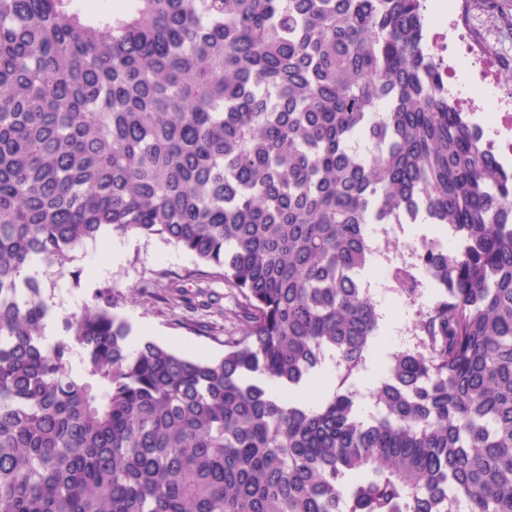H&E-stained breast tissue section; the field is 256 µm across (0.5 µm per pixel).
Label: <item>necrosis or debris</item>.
I'll return each mask as SVG.
<instances>
[{
    "mask_svg": "<svg viewBox=\"0 0 512 512\" xmlns=\"http://www.w3.org/2000/svg\"><path fill=\"white\" fill-rule=\"evenodd\" d=\"M432 38L436 64L449 82V97L461 111L487 120L497 137L493 151L511 156L512 88L502 82L501 60L512 55V24L484 12L479 0H455ZM460 57L474 66L486 94L471 96L456 88V60Z\"/></svg>",
    "mask_w": 512,
    "mask_h": 512,
    "instance_id": "obj_1",
    "label": "necrosis or debris"
}]
</instances>
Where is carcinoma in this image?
<instances>
[{
    "instance_id": "obj_1",
    "label": "carcinoma",
    "mask_w": 512,
    "mask_h": 512,
    "mask_svg": "<svg viewBox=\"0 0 512 512\" xmlns=\"http://www.w3.org/2000/svg\"><path fill=\"white\" fill-rule=\"evenodd\" d=\"M425 11L0 0V512H512V168ZM422 219L409 265L367 232ZM105 230L213 268L244 335L134 343L105 287L47 341L29 260L61 275ZM378 266L435 294L364 418ZM327 366L316 406L283 393Z\"/></svg>"
}]
</instances>
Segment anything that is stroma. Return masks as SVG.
I'll use <instances>...</instances> for the list:
<instances>
[{
	"label": "stroma",
	"mask_w": 512,
	"mask_h": 512,
	"mask_svg": "<svg viewBox=\"0 0 512 512\" xmlns=\"http://www.w3.org/2000/svg\"><path fill=\"white\" fill-rule=\"evenodd\" d=\"M192 254L160 238L133 237L123 260L107 275H85L80 260L67 274L47 273L45 294L58 316L92 304L97 289L111 286L118 314L134 335L147 336L182 354L218 358L227 333L242 334L232 318L237 296L223 279L196 275Z\"/></svg>",
	"instance_id": "stroma-1"
}]
</instances>
